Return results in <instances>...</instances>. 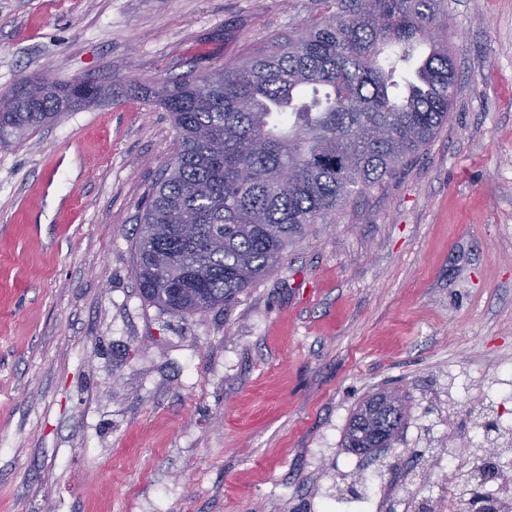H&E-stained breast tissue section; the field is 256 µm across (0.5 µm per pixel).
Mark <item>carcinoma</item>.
<instances>
[{"label": "carcinoma", "instance_id": "obj_1", "mask_svg": "<svg viewBox=\"0 0 512 512\" xmlns=\"http://www.w3.org/2000/svg\"><path fill=\"white\" fill-rule=\"evenodd\" d=\"M329 13L296 39L210 76L185 75L151 93L177 131L174 161L152 189L134 242L142 297L178 316L227 307L280 264L288 245L415 156L448 119L455 70L435 43L438 0H324ZM431 46L423 87L389 94L397 65L385 48ZM330 87L294 112L273 108L307 87ZM0 147L22 142L60 114L100 101L104 90L47 76L0 97ZM291 175L281 178L283 170ZM195 226L191 238L182 226ZM405 400L382 392L353 414L345 447H390Z\"/></svg>", "mask_w": 512, "mask_h": 512}]
</instances>
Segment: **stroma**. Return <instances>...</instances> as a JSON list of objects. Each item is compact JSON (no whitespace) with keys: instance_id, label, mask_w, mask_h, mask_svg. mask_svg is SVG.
Wrapping results in <instances>:
<instances>
[{"instance_id":"obj_1","label":"stroma","mask_w":512,"mask_h":512,"mask_svg":"<svg viewBox=\"0 0 512 512\" xmlns=\"http://www.w3.org/2000/svg\"><path fill=\"white\" fill-rule=\"evenodd\" d=\"M453 107L230 308L133 278L176 130L152 87L296 38L322 0H0V92L111 89L0 148V512H394L388 487L483 488L472 432L512 365V0H442ZM407 394L393 447L346 452L357 404Z\"/></svg>"}]
</instances>
